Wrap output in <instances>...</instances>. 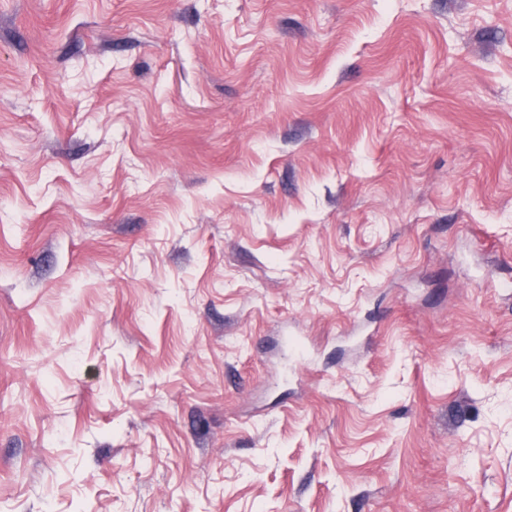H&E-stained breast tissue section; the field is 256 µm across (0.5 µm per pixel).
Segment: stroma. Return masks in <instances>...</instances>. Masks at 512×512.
Masks as SVG:
<instances>
[{
	"label": "stroma",
	"mask_w": 512,
	"mask_h": 512,
	"mask_svg": "<svg viewBox=\"0 0 512 512\" xmlns=\"http://www.w3.org/2000/svg\"><path fill=\"white\" fill-rule=\"evenodd\" d=\"M0 512H512V0H0Z\"/></svg>",
	"instance_id": "35a3bbf8"
}]
</instances>
